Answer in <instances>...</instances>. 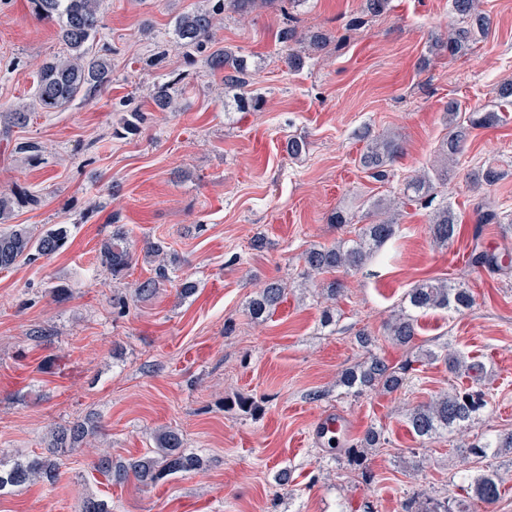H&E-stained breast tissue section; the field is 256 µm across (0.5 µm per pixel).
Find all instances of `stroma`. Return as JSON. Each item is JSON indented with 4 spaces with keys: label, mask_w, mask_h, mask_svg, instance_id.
Instances as JSON below:
<instances>
[{
    "label": "stroma",
    "mask_w": 512,
    "mask_h": 512,
    "mask_svg": "<svg viewBox=\"0 0 512 512\" xmlns=\"http://www.w3.org/2000/svg\"><path fill=\"white\" fill-rule=\"evenodd\" d=\"M205 4L100 0L96 45L110 51L111 87L36 112L27 127L0 136V194L23 188L39 198L16 208L14 223L37 233L68 229L52 258L0 272V455L43 452L55 424L92 414L102 426L94 446L66 451L54 484L0 491V512H79L88 496L106 500L112 512H364L368 503L374 512H404L416 490L463 499L457 437L419 438L405 413L474 385L490 404L467 437L512 430V267L491 272L467 262L480 204L501 217L483 225L482 246L512 254V112L473 129L437 186V204L462 220L460 234L435 246L430 208L403 203L396 235L363 269L337 272L345 290L331 326L320 322L326 300L303 255L355 238L374 199H400L406 177L431 170L448 133V102L463 114L497 109L496 89L512 80V0H480L492 33L455 58L429 49L432 38L462 24L451 0H391L375 17L363 15V0H307L301 31L330 40L328 52L317 54L303 42H278V6L224 13L213 40L247 56L250 89L266 101L250 112L225 97L221 74L204 58L187 63L174 42L176 17ZM292 50L305 54L302 70L289 68ZM63 52L31 0H0V112L32 104L38 66ZM173 73L183 76L176 107L162 112L150 94ZM135 109L148 119L138 134H123ZM366 129L400 136L402 152L385 180L358 164ZM291 137L309 143L300 158L286 152ZM21 141L40 145L36 161L16 153ZM489 166L502 178L474 188ZM339 210L348 223L331 222ZM116 222L135 249L160 242L180 257L171 283L122 315L112 310L113 294L152 270L140 263L116 282L101 268L99 249ZM258 237L260 249L252 246ZM273 279L288 294L254 323L247 304ZM427 279L469 288L475 303L462 313L420 314L417 345L479 360L485 378L423 362L392 394L339 386L342 371L369 354L393 365L407 358L384 323ZM185 280L197 289L183 299L177 288ZM59 284L69 288L62 301L51 293ZM36 326L50 337L30 340ZM363 332L372 347L361 345ZM240 395L256 398L261 412L240 411ZM331 412L355 427L346 445L312 439L316 421ZM167 426L206 459L204 471L154 487L133 479L111 486L93 471L95 448L117 459L142 456L151 433ZM372 426L382 442L368 454L373 479L365 483L344 450ZM285 470L291 481L282 487L277 476Z\"/></svg>",
    "instance_id": "1"
}]
</instances>
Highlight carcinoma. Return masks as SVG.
Segmentation results:
<instances>
[{
  "mask_svg": "<svg viewBox=\"0 0 512 512\" xmlns=\"http://www.w3.org/2000/svg\"><path fill=\"white\" fill-rule=\"evenodd\" d=\"M99 0H32L38 17L57 26V36L66 46L67 54L44 62L38 71L35 93V107L42 112H55L78 97H90L112 83V67L104 54H90V45L95 41L102 20L98 10ZM274 0H215L210 8L198 9L179 15L174 24L175 43L186 54L206 50L218 16L231 10L237 13L251 12L258 7L270 5ZM453 9L464 18V25L448 34V40L437 41L433 49L450 57L462 56L470 46L492 32L490 19L479 10L478 0H452ZM206 63L214 72L224 73V87L240 90L235 104L241 110H257L263 104L259 96L243 91L248 72L247 60L230 48L216 49L206 56ZM182 81L177 74L159 84L152 95V101L162 111L173 108L176 85ZM448 112V135L439 148V153L449 162L455 160L461 146L467 141L472 129L487 128L498 124L501 116L497 112H471L465 118L458 116L457 106L450 103ZM30 113L24 109L0 115L3 132L14 127H24ZM366 150L360 157L361 166L371 172L375 179L389 176V167L401 152L398 136L382 134L372 136L364 133ZM448 180V166L443 164L433 171H424L410 178L403 195L409 201L434 200L436 182ZM35 199L23 189L10 196L0 197V270H8L19 261H36L57 254L66 244L68 230L64 226L34 233L27 227L11 225L13 209L17 205L33 203ZM473 246L468 263L474 268L500 271L503 269L499 256L480 245L481 226L498 223V214L493 210L475 211ZM368 216L371 221L364 225L357 239L330 247H312L304 254L307 269L314 274L336 271H358L372 258L374 252L392 239L396 233L398 202L394 199L378 200L370 205ZM458 216L448 206L436 209L430 218L429 232L434 243L444 245L459 234ZM150 265L153 276L136 282L133 294L141 300H149L170 281L169 267L178 262L177 255L165 251L162 246L149 244L143 256L131 250L128 232L124 225H112V234L99 251V260L114 280L126 277L138 260ZM286 296V284L272 280L264 284L249 301L251 318L262 323L276 309ZM406 306L392 314L385 323V329L392 340L400 346L414 349L417 335L415 313L429 310L462 312L474 304L468 288L453 286L444 281H425L410 289L405 298ZM423 359L442 361L451 372H461L479 380L484 376L485 366L476 361H467L451 350L435 352L415 349L412 358L399 367L390 365L385 359L371 355L368 359L343 371L339 382L351 392L365 389L397 392L406 382V374L412 365ZM484 394L479 391L453 390L441 394L426 403L410 408L407 422L412 431L422 439H429L441 433L449 435L461 432L474 423L487 407ZM97 433V427L84 422L58 426L47 437L46 455L25 456L8 461L0 457V490L6 487H25L39 481H52L62 466L58 450L72 448L87 437ZM155 444L153 455L131 458L125 461L112 458L109 453L101 454L93 468L109 483L123 484L134 478L145 486H153L179 473L199 471L205 461L197 454L184 448L182 435L170 428L152 433ZM381 445L380 433L374 429L366 431L359 445L348 450L352 465L361 470L364 482L369 483L372 474L366 465L368 451ZM455 451L461 456L464 467L478 462L482 471L471 478L469 485L472 496L490 507L500 497V479L494 469V460L508 453L512 454V432H505L494 438L470 443L463 441ZM405 512H470L463 502L450 507L446 501L417 493L409 498Z\"/></svg>",
  "mask_w": 512,
  "mask_h": 512,
  "instance_id": "carcinoma-1",
  "label": "carcinoma"
}]
</instances>
